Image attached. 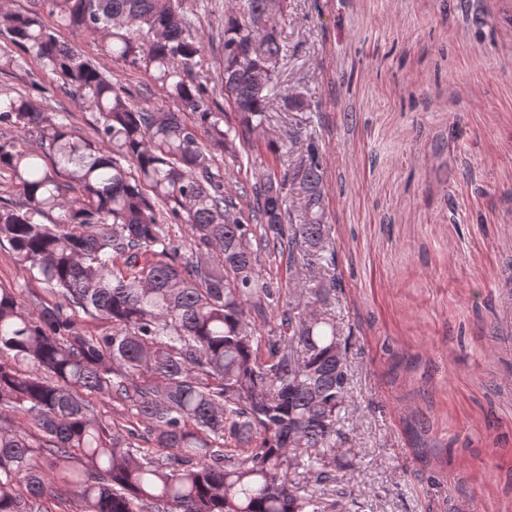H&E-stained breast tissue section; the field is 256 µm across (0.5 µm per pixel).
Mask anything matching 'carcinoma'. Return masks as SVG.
<instances>
[{
	"instance_id": "1",
	"label": "carcinoma",
	"mask_w": 512,
	"mask_h": 512,
	"mask_svg": "<svg viewBox=\"0 0 512 512\" xmlns=\"http://www.w3.org/2000/svg\"><path fill=\"white\" fill-rule=\"evenodd\" d=\"M46 3L56 26L104 32L103 54L144 70L175 110L72 53L41 14L0 11V62L18 68L13 49L29 52L95 114L88 139L45 111L41 85L0 98V171L23 198L0 199V247L50 296L33 304L0 285V409L36 428L0 427V512H53L57 479L85 512H331L323 485L351 442L354 333L316 308L294 320L300 296L263 273L279 258L314 278L336 267L323 153L307 143L263 184L226 185L212 166L216 152L240 170L257 163L272 97L311 110L279 90L287 0L277 11L229 0L217 39L232 123L193 74L206 44L181 0ZM288 183L302 208L284 224ZM171 224L190 226V241ZM340 289L323 278L315 301ZM266 311L279 323L265 331L253 315ZM87 319L112 333L86 331ZM101 397L127 414L107 418Z\"/></svg>"
}]
</instances>
